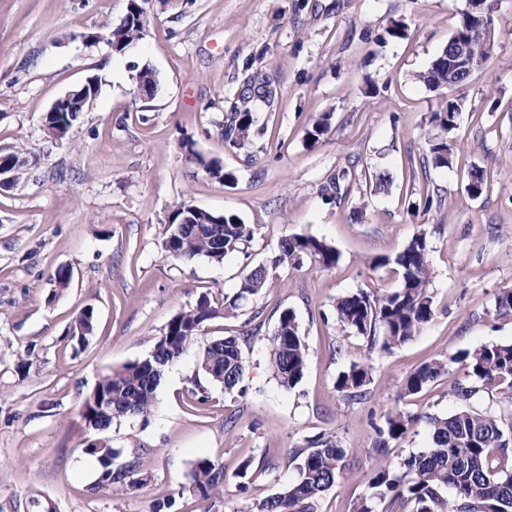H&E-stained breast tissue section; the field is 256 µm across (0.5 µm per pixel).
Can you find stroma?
<instances>
[{"label":"stroma","mask_w":512,"mask_h":512,"mask_svg":"<svg viewBox=\"0 0 512 512\" xmlns=\"http://www.w3.org/2000/svg\"><path fill=\"white\" fill-rule=\"evenodd\" d=\"M493 6L496 48L465 86L432 91L416 75L446 45L469 0H148L150 16L134 54L113 55L79 33L119 24L128 0H0V153L21 151L22 179L0 193V512H200L192 491L195 461L224 468V492L212 512H236L246 497L278 493L297 476L293 452L307 437L335 433L346 450L339 483L319 512H349L380 466L431 445L425 417L450 414L451 389L466 381L457 352L512 343V315L495 297L512 289V0ZM402 39H384L391 21ZM150 66L160 87L136 99L130 63ZM263 71L279 90L274 108L256 105L249 143L225 145L223 108L248 70ZM93 74L104 83L66 139L43 132L53 102ZM464 97L457 159L438 168L428 156L429 119L444 99ZM330 114L331 131L308 147L305 130ZM204 160L234 170L232 185L188 161L183 138ZM484 167L479 198L465 190L472 166ZM343 169L357 177L340 202L322 184ZM387 172L374 193L362 175ZM431 195L411 214L410 197ZM238 215L261 231L246 254L215 263L183 262L162 249L163 222L181 202ZM431 251L430 292L436 315L394 352L368 350L336 323L337 296L393 288L396 256L418 233ZM329 241L336 268L313 260L278 268L272 283L237 317L204 324L205 339L243 338L245 395L209 386L201 412L188 392L203 381L196 351L165 372L148 417L113 423L112 446L138 459L141 481L92 492L94 458L81 407L111 370L145 358L169 320L202 294L234 293L246 268L270 264L281 239ZM72 272L57 288L58 268ZM86 307L95 330L85 341L69 326ZM291 309L309 349L294 389L273 376L266 338ZM450 357L448 372L421 393L400 397L406 376L425 361ZM371 358L370 395L351 401L334 389L351 361ZM400 408L420 419L381 456L376 428ZM250 461L253 483L242 495L235 474Z\"/></svg>","instance_id":"1"}]
</instances>
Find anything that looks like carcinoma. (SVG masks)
I'll return each instance as SVG.
<instances>
[{"label": "carcinoma", "mask_w": 512, "mask_h": 512, "mask_svg": "<svg viewBox=\"0 0 512 512\" xmlns=\"http://www.w3.org/2000/svg\"><path fill=\"white\" fill-rule=\"evenodd\" d=\"M140 0H130L129 17L117 26L106 24L103 31L112 33L116 44L113 53L123 55L127 46L140 41L149 22L139 21ZM454 45L447 43L418 74L419 80L432 90L450 85L464 86L472 74L482 68L491 54L473 55L465 72L448 77ZM277 91L258 72L245 74L237 97L224 113V143L241 148L249 140L254 126L252 103L273 105ZM460 99H447L432 113L430 123L436 133L428 137V154L435 167H451L455 159V143L448 135L455 129V113ZM80 110L63 109L49 112L45 125L73 126ZM329 116L316 119L305 131V140L315 145L330 133ZM182 148L189 159L204 165L211 176L231 185L237 176L216 160H205L197 154L194 142L185 140ZM0 162L11 165L13 180L19 182L25 163L19 152L0 154ZM351 172L344 170L322 186L329 199H342L341 182ZM487 186V172L474 169L466 186L468 194L477 198ZM187 202L178 203L165 222L163 240L166 254L177 260L191 261L205 257L221 262L225 257L244 252L260 231L258 224H246L235 214L217 215L209 211L192 214ZM429 244L425 233H419L395 257L398 283L395 288L369 293L363 289L336 298V322L342 330L367 339L369 349L392 352L417 336L434 315L430 293L432 270ZM311 258L325 269L339 263L336 248L323 239L293 236L280 241L278 254L271 266L260 265L240 277L237 290L216 302L208 295L200 297L196 306L177 313L161 335L155 337L154 358L146 366L138 361L127 363L103 376L94 388V404L83 416L90 437L83 452L96 458L100 471L91 490L99 492L114 485L133 486L139 482V466L120 460L112 448L108 431L116 421L130 415L145 417L153 410L157 389L166 369L181 358L201 339L206 321L224 315L235 317L243 304L268 286L271 271L283 265L296 266ZM273 374L280 386L291 390L302 380L308 367V347L295 313L283 310L278 324L267 338ZM462 361L472 382L457 383L453 393L460 406L446 416H430L432 446L411 455L402 462L404 472L395 474L383 466L374 471L367 491L352 506L351 512H512V343L487 344L449 358H434L421 364L403 381L401 395H417L431 383L448 373V363ZM198 368L209 383L224 392H244L242 383L246 361L235 336L206 342L198 355ZM373 366L353 361L342 370L334 383L342 396L363 400L373 380ZM501 394L495 402L477 406L474 400L482 393ZM208 391L200 383L190 391L189 407L204 408ZM419 417L401 409L385 416V425L377 429V450L384 452L391 443L406 438ZM345 448L333 433L320 432L305 440L295 451L298 479L279 493L251 499L238 512H318L320 498L336 486L342 473ZM195 495L208 502L223 493L224 470L209 458H199L192 470Z\"/></svg>", "instance_id": "obj_1"}]
</instances>
